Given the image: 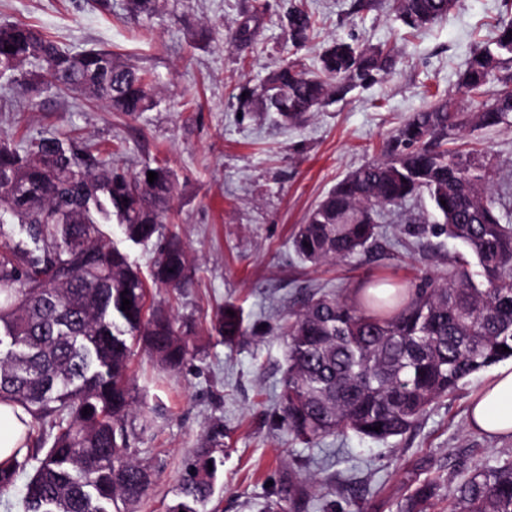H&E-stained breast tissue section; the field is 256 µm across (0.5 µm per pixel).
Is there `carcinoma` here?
Instances as JSON below:
<instances>
[{"instance_id": "cac0c4a2", "label": "carcinoma", "mask_w": 512, "mask_h": 512, "mask_svg": "<svg viewBox=\"0 0 512 512\" xmlns=\"http://www.w3.org/2000/svg\"><path fill=\"white\" fill-rule=\"evenodd\" d=\"M155 3L125 0V8L150 20ZM397 3L403 22L421 29L447 17L456 0ZM280 21L295 46L316 25L311 12L292 3ZM510 31L512 22L499 26L490 44L472 52L460 76L464 89L479 91L512 59ZM392 63L389 50L338 39L314 71L294 61L280 67L263 86L262 101L282 123L295 124ZM17 73L32 76L28 94L75 90L130 115L157 103L156 76L108 49L74 52L33 26L0 25V78ZM511 114L509 87L465 115L448 102L420 109L395 131L387 157L346 175L298 226L291 245L300 259L347 261L376 239L385 211L425 194L436 234L468 254L448 258V270L436 276L367 278L347 295L309 294L288 313L280 328L288 368L279 400L293 440L314 445L350 432L376 441L401 436L472 375L512 359V224L502 223L487 192L483 164L448 149L454 132L494 127ZM149 171L157 173L152 183ZM173 195L162 166L129 177L60 137L32 139L22 150L0 141V215L25 226L29 238L11 242L0 221V404L29 416L26 439L38 434L25 454L0 464V492L33 470L24 512H131L151 486L149 468L133 457L135 431L127 426L135 409L147 413L131 383L133 344L143 343L150 359L170 371L198 351L191 326L176 325L164 308L148 303V283L181 290L192 269L172 232L147 281L106 243L101 225L115 219L130 241L147 243L168 223ZM214 331L227 342L243 335L241 313L224 307ZM222 447L224 431L215 428L185 462L168 512H206ZM430 498V486H423L398 512H424ZM448 512H512V460L476 466L448 491Z\"/></svg>"}]
</instances>
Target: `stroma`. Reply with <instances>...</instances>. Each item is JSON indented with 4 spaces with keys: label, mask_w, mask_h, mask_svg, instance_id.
Wrapping results in <instances>:
<instances>
[{
    "label": "stroma",
    "mask_w": 512,
    "mask_h": 512,
    "mask_svg": "<svg viewBox=\"0 0 512 512\" xmlns=\"http://www.w3.org/2000/svg\"><path fill=\"white\" fill-rule=\"evenodd\" d=\"M301 2L318 27L295 48L278 22L284 0H158L149 21L129 15L125 0H0V24L29 23L73 51L110 49L159 79L158 105L132 116L77 92L41 94L32 108L0 79V138L21 146L41 135L67 136L125 174L158 163L176 182L170 213L196 272L181 293L154 287L150 299L191 324L202 350L175 372L135 351L130 374L151 412L132 417L144 429L132 448L153 473L136 512H167L185 459L218 423L224 465L206 512H263L275 502L284 512H396L424 484L433 487L427 512H445L449 489L475 465L512 457V435L489 436L469 422L483 371L385 442L349 433L306 446L291 441L280 422L286 358L278 326L295 301L370 276L440 273L458 248L415 223L422 202L387 216L377 247L349 262H301L291 248L298 224L348 173L382 158L413 112L445 100L455 111H476L512 77V68L497 69L476 97L458 85L472 51L494 37L498 23L512 21V0H457L445 19L419 30L397 19L394 0H372L363 10L357 0ZM246 20L251 40L236 39ZM336 38L391 46L396 64L296 125H281L256 98L241 107L242 88L289 60L314 69ZM448 145L484 160L494 196L512 189V116L493 128L462 129ZM228 303L241 308L247 329L233 346L212 328Z\"/></svg>",
    "instance_id": "1"
}]
</instances>
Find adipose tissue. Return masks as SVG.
I'll return each instance as SVG.
<instances>
[{
  "label": "adipose tissue",
  "mask_w": 512,
  "mask_h": 512,
  "mask_svg": "<svg viewBox=\"0 0 512 512\" xmlns=\"http://www.w3.org/2000/svg\"><path fill=\"white\" fill-rule=\"evenodd\" d=\"M470 423L491 435H512V364L498 366L477 392Z\"/></svg>",
  "instance_id": "obj_1"
}]
</instances>
